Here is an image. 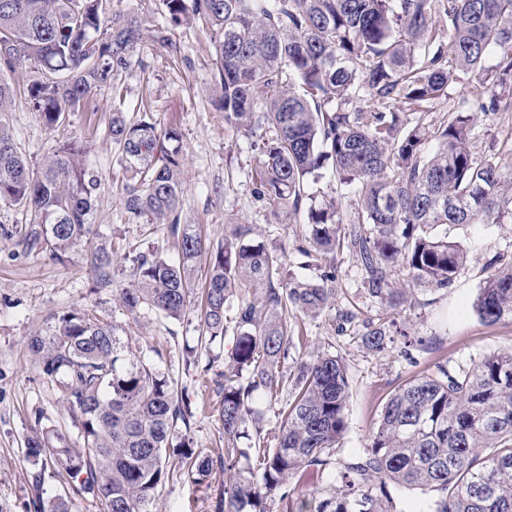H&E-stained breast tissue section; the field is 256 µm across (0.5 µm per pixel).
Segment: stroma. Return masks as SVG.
Here are the masks:
<instances>
[{
	"label": "stroma",
	"mask_w": 512,
	"mask_h": 512,
	"mask_svg": "<svg viewBox=\"0 0 512 512\" xmlns=\"http://www.w3.org/2000/svg\"><path fill=\"white\" fill-rule=\"evenodd\" d=\"M172 52L145 40L142 63L122 76L128 112H149L161 125L181 133L186 176L181 200V221L191 224L211 242L224 238L228 224L259 225L267 244L285 247L292 272L313 279L317 264L307 263L296 247L304 236V218H277L253 193L251 171L258 155L247 138L224 125L219 91L210 80L215 47L201 26L174 28ZM28 71L11 74L15 88L8 125L19 152L31 167H39L57 144L76 142L86 147L89 166L101 177L94 222L104 235L127 250L152 241L168 256H176L173 239L152 230L126 213L119 201L123 173L108 135L112 117V87L101 86L89 106L69 113L64 126L48 131L32 112L25 95ZM30 227L18 208L0 206V512H34L30 506L33 484L44 498L64 497L73 512H98L80 498L77 479L28 460L25 440L46 427L61 429L72 443L80 434L68 413L58 385L44 377L27 342L36 333L49 332L59 316L86 310L104 321L122 325L134 353L166 372L178 394L188 397L195 413L191 435L197 447L219 452L224 446L222 428L215 419L219 399L202 393L198 372L186 364L184 347L195 344L196 323L168 322L140 312L123 313L115 288H99L81 256L61 264L50 259L42 246H29ZM449 240L460 243L468 260L453 284L444 290L419 288L416 304L399 309L392 317L409 332L422 336L425 350L404 356L393 348L373 353L363 348L361 323L342 324L340 311L360 305L363 316L377 317L378 305L362 302L360 272L345 254H337L339 295L335 306L316 319H302L306 336L347 363L350 399L346 412L344 453L361 455L376 426L388 394L406 379L433 371L435 365L469 364L483 355L512 347V321L484 323L474 309L487 264L496 257L512 259V224H456L448 228ZM223 479L210 487L187 480L168 483L155 498L153 512H212L211 505Z\"/></svg>",
	"instance_id": "obj_1"
}]
</instances>
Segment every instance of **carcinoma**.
Here are the masks:
<instances>
[{
    "mask_svg": "<svg viewBox=\"0 0 512 512\" xmlns=\"http://www.w3.org/2000/svg\"><path fill=\"white\" fill-rule=\"evenodd\" d=\"M172 26L211 32V81L224 123L256 138L254 194L278 216H305L307 246L330 258L315 280L287 269L285 251L255 224H235L213 245L181 223L180 131L147 113L126 118L119 76L143 40V20L109 11L108 0H0V70L30 68V108L51 131L112 82L108 134L123 170L121 205L176 240L179 259L149 247L132 255L119 308L147 307L170 321L194 320L204 339L199 387L221 396L224 452L194 447L192 406L168 375L132 354L117 322L81 312L30 339L42 372L62 389L82 444L47 427L26 456L79 479L100 512H152L164 484L188 476L211 487L225 475L214 512H397L394 492H432L425 512H512V349L470 365L437 366L398 385L361 456L340 457L349 375L327 350L311 348L301 325L336 304V253L362 273L363 297L385 311L415 304L414 287L445 289L467 253L450 224H512V159L473 150L478 114L512 112V0H159ZM447 21L441 29L439 20ZM494 68L484 66L488 54ZM474 82V104L439 121L430 108L448 87ZM12 88L0 76V205L36 227L59 262L77 246L96 284L117 283L121 246L91 224L101 180L66 143L38 169L18 154L6 121ZM332 177L343 193L317 200L309 188ZM355 197L343 209L342 198ZM208 261L202 299L193 268ZM486 323L512 320V261L484 279L474 303ZM362 346L381 352L393 322L362 321ZM218 347L222 352H214ZM298 353L293 365L283 361ZM286 397L275 446L249 432L255 394ZM178 457L179 466L169 464ZM306 471L327 486L290 489ZM35 512H72L37 493Z\"/></svg>",
    "mask_w": 512,
    "mask_h": 512,
    "instance_id": "carcinoma-1",
    "label": "carcinoma"
}]
</instances>
